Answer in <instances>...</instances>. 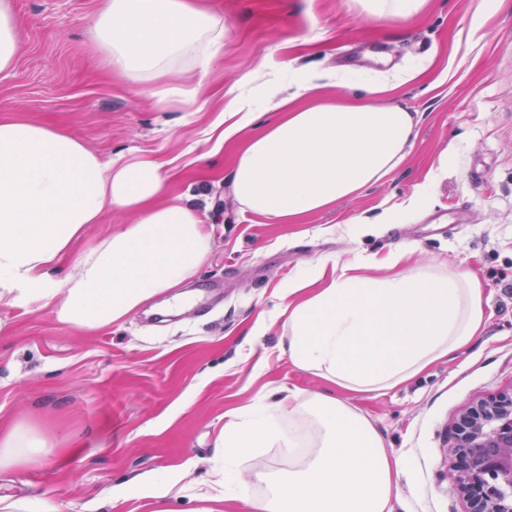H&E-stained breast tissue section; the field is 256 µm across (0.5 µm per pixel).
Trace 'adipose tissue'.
Segmentation results:
<instances>
[{
	"label": "adipose tissue",
	"instance_id": "adipose-tissue-1",
	"mask_svg": "<svg viewBox=\"0 0 512 512\" xmlns=\"http://www.w3.org/2000/svg\"><path fill=\"white\" fill-rule=\"evenodd\" d=\"M20 20L0 0V75L12 71ZM104 63L164 105L156 79L183 68L207 76L224 53V24L197 0H104L93 23ZM293 93L263 129L261 103L227 93L216 146L237 144L228 175L242 210L278 224H300L359 195L412 149L418 121L399 104L375 103L384 85L364 95L325 94L314 77L289 71ZM166 176L148 156L105 163L69 133L32 120H0V305L53 307L59 322L94 334L122 325L156 296L195 278L212 239L193 204L165 199ZM128 224L81 251L73 246L104 211ZM75 257L67 272L59 260ZM387 268L384 277L373 269ZM485 289L467 268L417 264L413 252L300 270L283 291L280 350L295 367L326 384L310 395L282 390L276 399L224 415L214 440L210 478L194 486V512H393L402 465L386 448L354 396L393 389L481 336ZM47 441L17 424L0 432V471L40 466ZM259 448H284L286 475L253 474V495L237 482L239 462ZM127 479L123 500L165 499L180 482Z\"/></svg>",
	"mask_w": 512,
	"mask_h": 512
}]
</instances>
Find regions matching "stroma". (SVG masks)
<instances>
[{
  "instance_id": "obj_1",
  "label": "stroma",
  "mask_w": 512,
  "mask_h": 512,
  "mask_svg": "<svg viewBox=\"0 0 512 512\" xmlns=\"http://www.w3.org/2000/svg\"><path fill=\"white\" fill-rule=\"evenodd\" d=\"M101 0H13L22 49L0 76V117L32 118L80 139L101 160L148 155L164 164L166 197L197 186L212 237L201 273L186 283L195 304L177 315L143 305L122 326L89 335L53 308L0 306V427L27 423L51 441L42 465L0 475V497H41L47 512H146L113 502L132 475L191 463L186 483L206 478L224 413L279 385L323 391L277 348L280 291L304 266L410 248L425 265L475 271L487 325L469 348L356 405L404 463L396 512H469L448 476L445 451L471 406L512 391V0H428L384 20L349 0H208L224 19V55L203 84L157 80L165 108L109 73L95 53ZM328 84L394 85L418 113L415 145L389 176L302 224L242 211L226 178L232 146L211 152L205 133L221 97L246 72L244 95L287 86L281 62ZM195 102L185 100L192 86ZM413 209L379 221L417 185Z\"/></svg>"
}]
</instances>
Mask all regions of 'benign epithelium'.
Instances as JSON below:
<instances>
[{"label": "benign epithelium", "mask_w": 512, "mask_h": 512, "mask_svg": "<svg viewBox=\"0 0 512 512\" xmlns=\"http://www.w3.org/2000/svg\"><path fill=\"white\" fill-rule=\"evenodd\" d=\"M448 474L470 512H512V394L467 410L448 449Z\"/></svg>", "instance_id": "1"}]
</instances>
